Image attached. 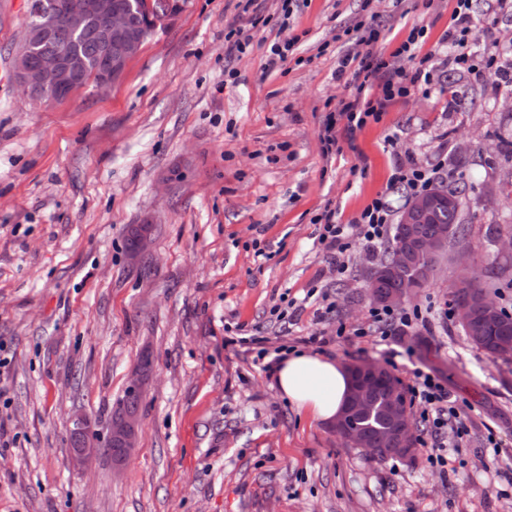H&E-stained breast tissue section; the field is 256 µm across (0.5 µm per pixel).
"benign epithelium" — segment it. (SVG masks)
<instances>
[{
    "instance_id": "7a95c632",
    "label": "benign epithelium",
    "mask_w": 512,
    "mask_h": 512,
    "mask_svg": "<svg viewBox=\"0 0 512 512\" xmlns=\"http://www.w3.org/2000/svg\"><path fill=\"white\" fill-rule=\"evenodd\" d=\"M55 20L29 30L26 47L17 55L15 76L30 99L36 102L67 97L86 85L88 59L72 45L76 34L87 36L94 45L98 70L97 89L107 90L124 73L128 62L135 57L149 32L146 25L136 26L134 0H56L52 3ZM448 186L437 187L428 196L409 200L400 224L403 236L391 261L381 271L366 280L368 297L378 306L395 308L414 298L433 280L440 259L448 252V232L427 235L422 225L435 223L438 208L452 205ZM459 271L448 286L455 297L479 276L477 264L463 248L456 250ZM393 275L398 287L387 293L376 291L381 278ZM457 319L465 326L474 325L476 318L493 322L498 315L496 302L489 297L463 301L456 311ZM351 388L341 412L333 423L336 435L347 444L363 446L349 429L352 415L367 404L371 383L388 379L385 368L362 361L347 366ZM389 424L378 441L396 447L403 459L412 455L413 422L410 412L403 409L396 390H391L384 408ZM70 456L79 466L87 465L99 454L92 422L88 415L76 413L71 417ZM139 413L131 408L117 409L108 425L107 448L115 466H121L139 433Z\"/></svg>"
}]
</instances>
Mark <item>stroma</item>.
Segmentation results:
<instances>
[{
    "mask_svg": "<svg viewBox=\"0 0 512 512\" xmlns=\"http://www.w3.org/2000/svg\"><path fill=\"white\" fill-rule=\"evenodd\" d=\"M180 2L110 90L36 103L13 76L31 0H0V512H512V357L471 345L447 315L454 255L404 304L426 325L391 348L355 335L370 324L364 280L380 253L353 239L337 276L313 222L327 207L349 221L381 193L401 211L397 152L444 163L467 186L464 245L512 313V257L495 236L512 229V83L449 72L455 0H375L377 52L423 24L431 64L463 104L419 86L379 121L339 131L328 158L322 120L354 94L336 77L340 34L367 18L365 0H299L287 30L281 0H258L255 25L238 0ZM473 13L494 33L477 49L511 67L512 13L495 0H473ZM233 24L253 37L245 54L225 47ZM290 34L293 54L265 72L266 49ZM135 224L151 227L137 257ZM285 299L295 314L275 321ZM236 326L271 350L370 361L403 380L430 369L470 432L447 435L444 472L421 448L373 458L289 403L254 352L225 346ZM144 355L128 460L117 472L104 452L73 466V412L106 441Z\"/></svg>",
    "mask_w": 512,
    "mask_h": 512,
    "instance_id": "obj_1",
    "label": "stroma"
}]
</instances>
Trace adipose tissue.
Returning a JSON list of instances; mask_svg holds the SVG:
<instances>
[{
    "mask_svg": "<svg viewBox=\"0 0 512 512\" xmlns=\"http://www.w3.org/2000/svg\"><path fill=\"white\" fill-rule=\"evenodd\" d=\"M276 383L279 391L312 420L331 423L346 402L351 380L336 361L303 352L291 354L279 364Z\"/></svg>",
    "mask_w": 512,
    "mask_h": 512,
    "instance_id": "obj_1",
    "label": "adipose tissue"
}]
</instances>
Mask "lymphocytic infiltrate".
<instances>
[{
	"label": "lymphocytic infiltrate",
	"mask_w": 512,
	"mask_h": 512,
	"mask_svg": "<svg viewBox=\"0 0 512 512\" xmlns=\"http://www.w3.org/2000/svg\"><path fill=\"white\" fill-rule=\"evenodd\" d=\"M382 31V25L374 20L358 22L348 31L349 38L359 50L339 58L336 76L340 79L351 76L355 94L352 100L340 102L336 111L326 114L322 137L324 155H331L333 151L338 125H345L350 131L363 128L391 103L409 95L412 88L429 86L439 79L436 69L429 65V56L421 52L426 34L424 26L412 25L406 40L388 56L374 50ZM477 34L471 0H456L452 25L445 37L450 47L447 65L455 73L479 80L487 73L499 72L500 67L495 55L475 51ZM441 173V167L420 165L407 154L397 158L391 182L417 196L440 182ZM392 213L388 200L382 195L345 224L339 222L335 210L324 209L316 219L318 242L334 258L348 250L355 236L360 237L368 248H376L388 236ZM407 390L411 402L420 406V417L427 426L422 440L427 462L436 469L447 467L448 449L443 435L449 430L460 439L468 436L467 417L458 412L446 387L432 372L413 368Z\"/></svg>",
	"instance_id": "1"
}]
</instances>
